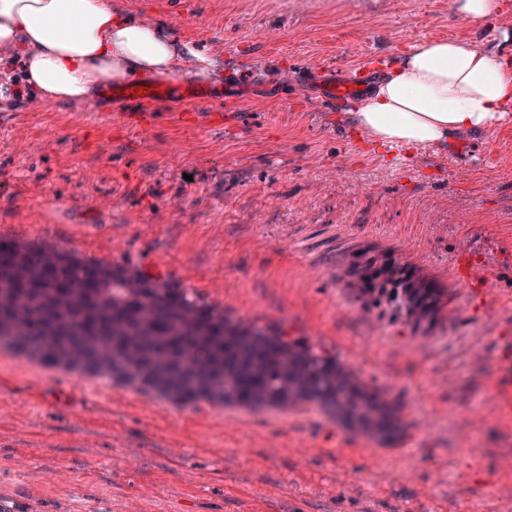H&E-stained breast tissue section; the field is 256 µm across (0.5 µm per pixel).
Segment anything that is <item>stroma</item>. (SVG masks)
I'll list each match as a JSON object with an SVG mask.
<instances>
[{
    "label": "stroma",
    "mask_w": 512,
    "mask_h": 512,
    "mask_svg": "<svg viewBox=\"0 0 512 512\" xmlns=\"http://www.w3.org/2000/svg\"><path fill=\"white\" fill-rule=\"evenodd\" d=\"M110 2L153 24L177 9L170 32L212 97L153 105L145 137L138 108L105 93L76 128L77 104L13 95L23 57L0 50V113L15 115L0 125V233L139 267L309 339L399 401L408 427L382 448L307 404L181 406L0 351V496L22 512H512L495 494L512 478V421L459 433L512 351V120L382 147L351 113L320 108L312 76L425 41L497 51L512 0L479 24L448 0ZM367 244L449 288L443 323L352 302L341 261ZM376 318L386 334L369 350ZM482 327L476 357L457 338ZM447 360L455 380L441 388ZM427 411L443 423L425 435Z\"/></svg>",
    "instance_id": "stroma-1"
}]
</instances>
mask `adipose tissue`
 Masks as SVG:
<instances>
[{"label":"adipose tissue","mask_w":512,"mask_h":512,"mask_svg":"<svg viewBox=\"0 0 512 512\" xmlns=\"http://www.w3.org/2000/svg\"><path fill=\"white\" fill-rule=\"evenodd\" d=\"M162 24L113 13L110 0H0V48L22 50L42 99L92 104L106 82L183 80ZM512 116V53L428 41L385 74L357 122L379 144L414 148Z\"/></svg>","instance_id":"1"}]
</instances>
